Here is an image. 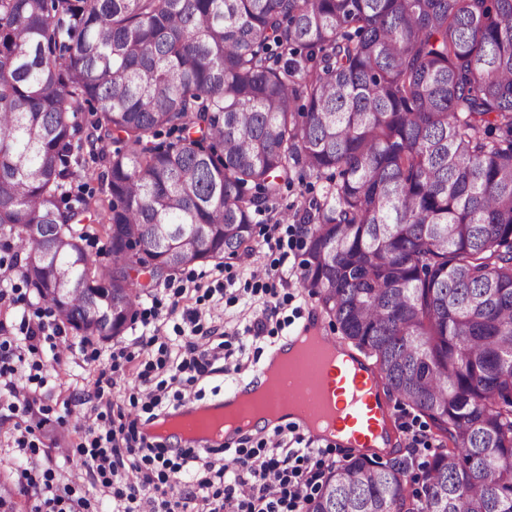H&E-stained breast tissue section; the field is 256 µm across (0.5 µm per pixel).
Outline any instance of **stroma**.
Listing matches in <instances>:
<instances>
[{
	"label": "stroma",
	"instance_id": "1",
	"mask_svg": "<svg viewBox=\"0 0 512 512\" xmlns=\"http://www.w3.org/2000/svg\"><path fill=\"white\" fill-rule=\"evenodd\" d=\"M327 188L328 183L323 179L294 180L280 198L270 202L268 210L256 216L251 265L275 267L282 253H303V224L296 220L280 221L279 215L286 210L301 213L311 209L313 203L323 201ZM269 231L273 232L276 245L266 244L265 234ZM248 267L235 259L220 266L208 263L188 267L145 293L124 335L89 342L72 335L57 351H43L37 361L47 366L49 377L46 384L38 387L37 393L50 418L64 420L66 430L59 436L49 427L34 429L32 438L38 445L37 452L19 451L14 446L15 429L26 426L28 418L14 409L12 396L0 392V459L6 461L5 467H0V486L13 485L22 469L52 467L58 470L63 481L74 483L77 496L89 500L93 512H117L118 502L94 485L88 474H81L76 480L71 478L70 464L56 457L57 444L70 448L78 443L79 436L74 430L76 417L87 416L94 409L105 410L110 402L129 406L130 397L138 386L139 373L158 358L156 348L137 345V337L175 338L178 330L185 327L183 313L188 309L201 312V331L221 325L245 329L261 314L265 300L260 283L251 278ZM197 279L203 281V288H194L193 282ZM278 299L277 315L269 322L262 342L266 348L292 335L308 312L319 306L295 275L285 276ZM123 346L128 347L131 358L114 373L115 386L108 389L107 401H100L95 396L94 383L106 368L111 352Z\"/></svg>",
	"mask_w": 512,
	"mask_h": 512
}]
</instances>
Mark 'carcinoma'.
Returning <instances> with one entry per match:
<instances>
[{
    "label": "carcinoma",
    "instance_id": "carcinoma-1",
    "mask_svg": "<svg viewBox=\"0 0 512 512\" xmlns=\"http://www.w3.org/2000/svg\"><path fill=\"white\" fill-rule=\"evenodd\" d=\"M306 175L304 287L444 438L421 489L362 453L307 512H512V0H0V239L83 340ZM86 168L89 169L90 175L86 176L85 172L82 171L80 177L73 183V192L75 194H90L91 192L96 195L103 190L102 181L100 178V172L102 168L100 165L89 161L86 164ZM85 226H88L89 236L87 238L86 250L91 255L92 259H96L99 264L106 265L111 260V256L107 252V239L103 234L101 224H95L86 221Z\"/></svg>",
    "mask_w": 512,
    "mask_h": 512
}]
</instances>
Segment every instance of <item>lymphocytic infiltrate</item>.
<instances>
[{
	"label": "lymphocytic infiltrate",
	"instance_id": "f902f5d3",
	"mask_svg": "<svg viewBox=\"0 0 512 512\" xmlns=\"http://www.w3.org/2000/svg\"><path fill=\"white\" fill-rule=\"evenodd\" d=\"M63 333L57 310L38 307L22 312L18 334L0 338V389L19 398L39 428L50 425L51 419L24 385L21 369L28 357L43 348L57 349ZM229 344L225 332L216 338L209 334L182 337L175 349L160 343L162 357L156 367L163 377L157 382L141 377L140 415H124L117 421L101 411L88 416L79 428L81 442L76 449L59 450V457L69 461L77 456L89 462L95 482L124 501L123 512H145L138 501L146 488L162 498L159 506L146 512H176L169 498V481L175 474L193 483L201 512H304L338 463L327 459L325 449L313 447L296 426L275 427L272 434L257 440L239 438L235 449L239 468L233 472L221 463L216 449L181 448L172 453L165 442L140 429L141 414L161 406L167 392H174L181 401L195 398L198 385L215 371L237 375L253 371L254 360L231 358L226 351ZM33 489L38 492L35 512H83L88 506L87 500L75 496L72 486L60 484L55 471L47 468L39 473L24 470L13 488L0 491V508L10 507L15 495Z\"/></svg>",
	"mask_w": 512,
	"mask_h": 512
}]
</instances>
